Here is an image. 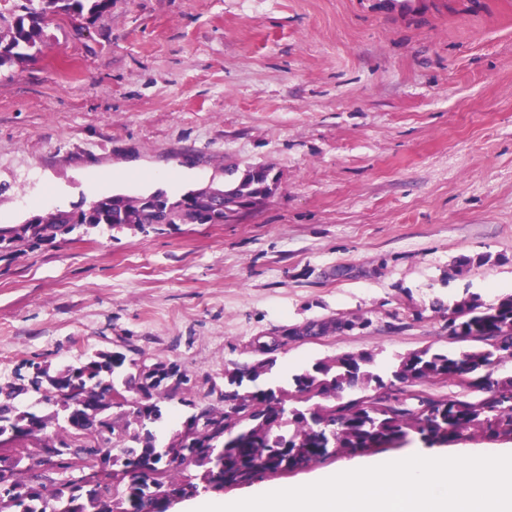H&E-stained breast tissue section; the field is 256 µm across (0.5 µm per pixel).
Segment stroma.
Masks as SVG:
<instances>
[{
    "mask_svg": "<svg viewBox=\"0 0 512 512\" xmlns=\"http://www.w3.org/2000/svg\"><path fill=\"white\" fill-rule=\"evenodd\" d=\"M259 166L275 194L228 223L1 260L0 384L112 350L214 403L261 360L264 385L347 354L387 381L463 349L437 302L512 292V0H112L0 66V224Z\"/></svg>",
    "mask_w": 512,
    "mask_h": 512,
    "instance_id": "35a3bbf8",
    "label": "stroma"
}]
</instances>
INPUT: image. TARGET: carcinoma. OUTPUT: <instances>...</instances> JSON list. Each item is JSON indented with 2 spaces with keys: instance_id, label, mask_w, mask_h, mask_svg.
<instances>
[{
  "instance_id": "obj_1",
  "label": "carcinoma",
  "mask_w": 512,
  "mask_h": 512,
  "mask_svg": "<svg viewBox=\"0 0 512 512\" xmlns=\"http://www.w3.org/2000/svg\"><path fill=\"white\" fill-rule=\"evenodd\" d=\"M112 0H24L23 14L0 34V66L11 58L29 55L41 42L47 21L58 14L99 15ZM276 191L266 169L249 168L223 189L225 205L209 209L202 195L190 190L176 198L161 191L140 197L106 195L89 206L34 214L24 223L0 225V260L41 246L95 224L112 228L137 227L146 232L161 224H182L192 212L202 224H224L240 208ZM448 335L458 341H477L485 347L448 353L425 350L400 359L392 371L403 384L388 387L370 370L368 355H345L318 362L291 378L293 390L282 386L239 391L243 381L255 382L264 364L237 368L225 375L228 389L219 404L199 405L189 379L175 363L152 366L132 363L137 373L124 374L126 355L99 352L88 361L56 372L38 364L28 384L0 385V440L23 434L39 448H59L57 465L72 469L86 462L87 449L105 458L101 473L90 479L60 485L39 475L19 471L21 462L0 456V481L13 482L9 495H0V512H133L146 503L167 512L171 501L199 490L220 492L251 484L265 473L292 472L333 454L355 455L374 448H399L416 437L427 448H441L471 440H512V376L495 379V369L512 361V293L492 301L477 294L448 302ZM475 378L482 396H436L409 391L437 380L459 382ZM129 385L146 394L143 406L117 424L109 392ZM366 388L360 397L336 396V389ZM29 389L54 408L50 417L20 412L14 399ZM297 405L277 410L288 396ZM195 409L169 441L158 442L151 425L163 419L162 400ZM144 453L149 471L129 475L130 458ZM200 470L197 481L183 480L189 466Z\"/></svg>"
}]
</instances>
